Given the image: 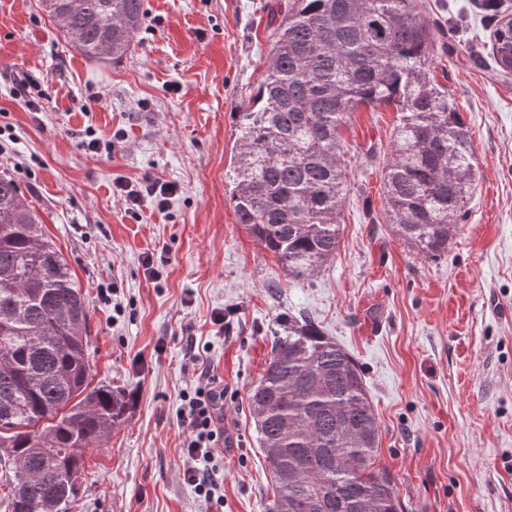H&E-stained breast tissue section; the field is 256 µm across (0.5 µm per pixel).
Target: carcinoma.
I'll use <instances>...</instances> for the list:
<instances>
[{
  "label": "carcinoma",
  "mask_w": 512,
  "mask_h": 512,
  "mask_svg": "<svg viewBox=\"0 0 512 512\" xmlns=\"http://www.w3.org/2000/svg\"><path fill=\"white\" fill-rule=\"evenodd\" d=\"M85 57L120 59L143 0H43ZM279 18L253 108L239 113L226 174L235 221L294 278L336 254L346 178L342 127L361 107L396 106L383 177L393 231L418 256L448 253L465 223L470 129L430 78L447 32L417 0H274ZM491 54L512 71V18ZM88 308L68 263L13 180L0 175V500L4 512H73L81 461L125 420L121 391L93 383ZM274 486L267 512H403L376 468L380 424L354 357L302 316L273 336L249 396Z\"/></svg>",
  "instance_id": "cac0c4a2"
}]
</instances>
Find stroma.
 <instances>
[{
	"instance_id": "stroma-1",
	"label": "stroma",
	"mask_w": 512,
	"mask_h": 512,
	"mask_svg": "<svg viewBox=\"0 0 512 512\" xmlns=\"http://www.w3.org/2000/svg\"><path fill=\"white\" fill-rule=\"evenodd\" d=\"M266 2L144 0L131 51L90 60L41 0H0V174L33 202L88 299L95 380L132 400L108 441L82 450L74 512H208L182 476L191 340L224 387L230 445L212 463L224 512H265L273 487L247 398L291 315L358 362L378 463L405 512H512V73L474 59L489 38L484 0H420L455 34L432 77L476 156L469 216L447 254L421 259L395 235L382 180L400 114L363 107L342 129L340 243L306 279L236 224L225 192L237 114L269 63ZM33 96L40 111L25 105ZM88 129L110 149L86 153ZM148 176L176 195L163 211L147 195L128 210L115 181Z\"/></svg>"
}]
</instances>
